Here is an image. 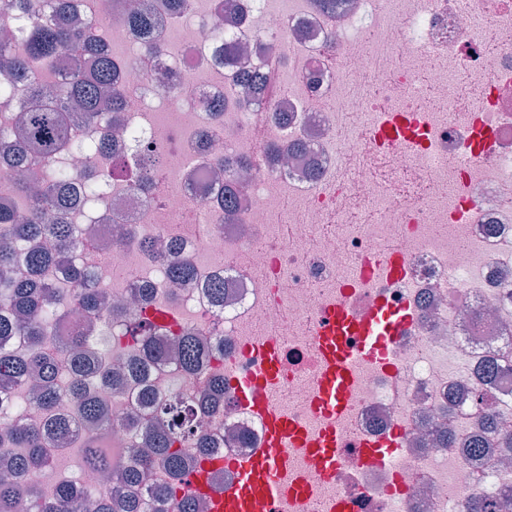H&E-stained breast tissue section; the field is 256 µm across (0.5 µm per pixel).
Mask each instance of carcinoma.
Here are the masks:
<instances>
[{"label":"carcinoma","mask_w":512,"mask_h":512,"mask_svg":"<svg viewBox=\"0 0 512 512\" xmlns=\"http://www.w3.org/2000/svg\"><path fill=\"white\" fill-rule=\"evenodd\" d=\"M70 0H51L53 13L48 20L36 18L38 0H0V10L13 13L20 24V53L12 51L11 43L0 42V75L4 88L13 85L23 88L25 103L20 117L22 143L8 144L0 165L19 172L25 168V147L36 148L50 162L65 152L67 144L66 117L76 113L80 118L98 125L112 115L125 110V101L113 83L115 62L112 55L98 45L95 33L78 32L68 15ZM124 23L140 37L142 46L159 53L163 42L158 37V22L146 10L122 14ZM64 61L69 64L67 76L60 83H45L33 79L41 66ZM250 159L238 157L222 161L224 167L225 214L236 192V176ZM134 186L143 192L150 190L155 179L154 159L138 163ZM64 203L61 184L42 180L30 183L14 182L13 205L0 204V406L11 401L19 387H30L31 397L38 409L48 414L41 426H17L0 422V512H86L91 490L82 482L62 481L50 490L27 485L24 474L51 467L64 452L62 445L74 438L80 440L82 472L107 475L112 492L95 497L94 512H167L176 489L182 487L192 472L216 458L200 454L192 468H186L185 453L191 442L204 448L199 437L204 419L192 406L179 399L153 402L144 390L138 400L152 405V441L148 451L138 448L130 452L138 458L134 468H124L109 450L102 447L111 425L112 410L98 401L100 386L119 382L126 377L142 374L153 361L177 354L180 364L195 370L210 356V344L197 336H174V351H163L150 340L153 328L170 329L166 323L153 319L164 307H141L135 320L142 345L140 356L123 364L120 371L108 363L110 353L98 352L87 343L78 329L68 337L64 348L53 343L54 336L46 320L34 316L49 310V316L60 320L65 315L66 298L44 283L45 271L56 262L42 242L51 239L63 251H76L82 246V231L60 218ZM24 263L28 275L22 280L14 276V268ZM75 288L71 296L92 312L98 303V292L83 269L71 270ZM19 336L26 349L14 350L3 342ZM485 435L472 439L471 448L479 453L492 447L496 435L492 417L484 422ZM157 465L165 467L171 484L163 490H151L142 497L136 492L145 473ZM206 497L186 492L174 504L176 512H199Z\"/></svg>","instance_id":"obj_1"}]
</instances>
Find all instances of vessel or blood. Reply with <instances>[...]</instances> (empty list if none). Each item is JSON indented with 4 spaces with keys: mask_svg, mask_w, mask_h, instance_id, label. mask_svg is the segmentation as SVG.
<instances>
[{
    "mask_svg": "<svg viewBox=\"0 0 512 512\" xmlns=\"http://www.w3.org/2000/svg\"><path fill=\"white\" fill-rule=\"evenodd\" d=\"M410 321L411 314L406 307L388 302L375 304L359 315L351 313L342 303L326 311L318 332V345L326 368L317 383L314 406L328 425L311 441L280 410L274 398L273 386L281 373L277 347L271 343L256 345L253 353L260 357L262 366L259 371L239 377L237 388L242 406L264 422L266 437L256 448L230 459L229 465L235 472L231 487L214 491L207 471L202 470L189 476V490L208 495L210 512H276L284 492L281 473L286 459L283 450L291 441L307 442L322 472L332 473L343 440L335 421L346 410L354 369L362 362H387ZM399 444L400 436L396 433L362 441V458L369 465L386 464Z\"/></svg>",
    "mask_w": 512,
    "mask_h": 512,
    "instance_id": "b4317fda",
    "label": "vessel or blood"
}]
</instances>
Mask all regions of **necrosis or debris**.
Returning <instances> with one entry per match:
<instances>
[{
    "instance_id": "necrosis-or-debris-1",
    "label": "necrosis or debris",
    "mask_w": 512,
    "mask_h": 512,
    "mask_svg": "<svg viewBox=\"0 0 512 512\" xmlns=\"http://www.w3.org/2000/svg\"><path fill=\"white\" fill-rule=\"evenodd\" d=\"M74 6L79 21H99L107 51H124L127 107L116 151L93 150L96 134L75 123L57 163L82 194L69 223L91 230L74 260L112 311L94 336H111L113 358L138 352L119 307L140 295L175 313V332L221 337L223 351L202 367L155 364L149 385L158 400L197 402L206 382L222 380L224 405L204 435L210 449L234 456L265 437L236 396L235 375L260 363L246 347L275 342L277 401L295 424L314 429L325 311L340 301L356 314L380 299L409 306L414 318L391 366L357 369L336 423L344 438L333 475L288 446L281 512H337L344 499L354 512H468L473 496L497 501L512 487V464L495 448L472 462L466 440L479 428L477 384L500 432L512 434V369L477 376L480 356L512 342V0H353L332 16L316 0H224L223 9L192 5L163 22L168 49L153 55L115 21L112 0ZM227 42L248 46L251 69L268 70L258 99L239 97ZM430 95L436 104L427 110ZM393 119L417 122L421 141L377 140L375 128ZM209 140L215 154L254 159L229 220L214 205ZM282 144L295 148L284 167L269 154ZM149 154L160 160L156 197L114 172L118 159ZM407 173L433 198L398 193L394 178ZM368 205L371 223L347 231L332 221L336 211ZM440 224L451 235H435ZM153 238L177 244L197 271L192 284L170 287L167 261L141 251ZM213 277L224 281L219 304L205 291ZM172 333L152 339L167 343ZM135 390L132 382L119 393L98 390L113 411L108 446L124 463L148 437L125 426ZM396 430L394 464L364 465L361 441Z\"/></svg>"
}]
</instances>
